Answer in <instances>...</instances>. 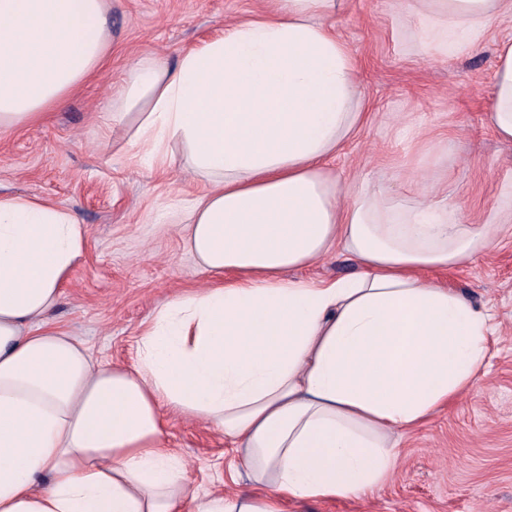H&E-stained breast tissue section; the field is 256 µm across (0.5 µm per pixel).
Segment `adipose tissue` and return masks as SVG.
<instances>
[{
  "instance_id": "adipose-tissue-1",
  "label": "adipose tissue",
  "mask_w": 512,
  "mask_h": 512,
  "mask_svg": "<svg viewBox=\"0 0 512 512\" xmlns=\"http://www.w3.org/2000/svg\"><path fill=\"white\" fill-rule=\"evenodd\" d=\"M441 49L512 15V0H432ZM175 63L135 60L105 119L132 117L141 159L183 158L206 191L183 227L212 281L175 295L133 365L94 361L46 318L84 253L85 225L50 201L0 195V512H283L361 497L399 465L393 434L480 382L488 309L431 271L474 262L488 224L448 220L426 181L399 201L328 169L366 120L341 0H274ZM105 0H0V131L40 122L103 62ZM488 121L512 142V39ZM181 147L174 156L173 147ZM343 246L349 278H286ZM179 415L230 440L254 489L194 490L163 444Z\"/></svg>"
}]
</instances>
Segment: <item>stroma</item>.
Here are the masks:
<instances>
[{"label":"stroma","instance_id":"1","mask_svg":"<svg viewBox=\"0 0 512 512\" xmlns=\"http://www.w3.org/2000/svg\"><path fill=\"white\" fill-rule=\"evenodd\" d=\"M111 48L88 85L36 125L0 133V193L36 196L85 224L84 254L64 283L50 324L83 340L95 359L129 365L145 324L174 294L208 282L183 244L181 224L204 185L180 164L134 159L126 127L103 124L112 87L134 58L172 63L261 0H107ZM398 0H344L332 20L356 57L369 118L330 167L340 185L402 194L431 178L454 223L491 224L512 205V143L485 122L496 48L512 20L490 23L477 45L444 53L403 23ZM343 248L290 279L357 273ZM490 309L497 332L481 382L398 439L400 464L363 498L285 502L284 512H512V231L470 265L442 273ZM165 443L189 463L194 488L246 492L232 443L205 426L171 420Z\"/></svg>","mask_w":512,"mask_h":512}]
</instances>
